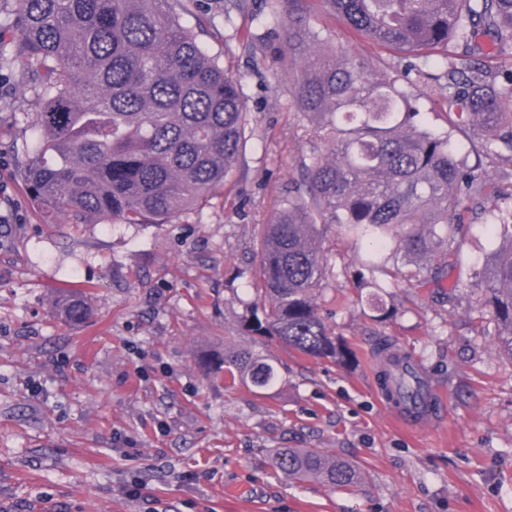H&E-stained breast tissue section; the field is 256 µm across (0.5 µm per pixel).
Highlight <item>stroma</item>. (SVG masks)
I'll list each match as a JSON object with an SVG mask.
<instances>
[{"label":"stroma","mask_w":512,"mask_h":512,"mask_svg":"<svg viewBox=\"0 0 512 512\" xmlns=\"http://www.w3.org/2000/svg\"><path fill=\"white\" fill-rule=\"evenodd\" d=\"M224 66L248 83L253 135L218 199L167 224H49L20 178L37 96L0 65V512H512V359L481 333L490 316L471 279L494 247L482 214L466 212L447 275L412 287L408 260L321 226L333 275L317 302L350 363L249 335L256 236L324 144L286 71L259 80L242 49ZM371 261L388 275L360 282ZM68 281L94 301L78 328L52 313ZM374 293L393 319L375 318ZM382 338L443 392L428 425L397 424L378 397ZM236 350L267 359L275 385L226 387L205 360ZM276 448L324 449L363 481L291 483Z\"/></svg>","instance_id":"35a3bbf8"}]
</instances>
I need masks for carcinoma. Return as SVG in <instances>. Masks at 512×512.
Here are the masks:
<instances>
[{"mask_svg": "<svg viewBox=\"0 0 512 512\" xmlns=\"http://www.w3.org/2000/svg\"><path fill=\"white\" fill-rule=\"evenodd\" d=\"M326 17L406 59L403 76L311 23L310 0H274L266 15L250 0H222L224 56L242 45L256 73L269 66L268 37L282 36L291 103L316 121L325 153L303 163L305 177L286 191L257 241L264 317L249 331L276 336L303 355L349 361L318 313L315 297L330 269L318 225L373 236L381 246L419 257L441 280L469 229L474 200L501 191L488 169L454 142L464 132L483 156L512 161V0H318ZM185 0H16L13 60L35 84L30 114L37 150L20 170L47 217L72 224H166L224 189L251 136L247 85L209 55L181 21ZM438 68L439 74L430 73ZM440 95L448 128H430L423 102ZM501 242L473 277L500 353L512 360V208L484 210ZM64 321L93 315L90 293L68 285L55 298ZM379 376L412 394L422 378L407 353L378 344ZM224 379L271 387L275 367L249 351L224 355ZM294 482L351 490L354 463L320 448H275Z\"/></svg>", "mask_w": 512, "mask_h": 512, "instance_id": "1", "label": "carcinoma"}]
</instances>
